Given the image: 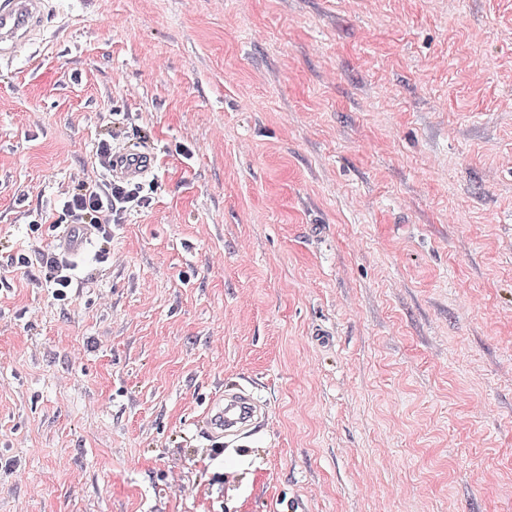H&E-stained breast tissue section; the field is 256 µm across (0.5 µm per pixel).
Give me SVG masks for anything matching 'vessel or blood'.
I'll list each match as a JSON object with an SVG mask.
<instances>
[{
	"instance_id": "1",
	"label": "vessel or blood",
	"mask_w": 512,
	"mask_h": 512,
	"mask_svg": "<svg viewBox=\"0 0 512 512\" xmlns=\"http://www.w3.org/2000/svg\"><path fill=\"white\" fill-rule=\"evenodd\" d=\"M43 8L44 0H0V59L12 57L31 44ZM151 165L150 154L127 149L113 158L110 171L115 179L134 180ZM93 235L90 225H67L58 239V247L70 255L80 254ZM261 415L260 405L244 387L231 386L226 388L223 399L203 414L198 429L212 439L237 441L251 431Z\"/></svg>"
}]
</instances>
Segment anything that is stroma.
Instances as JSON below:
<instances>
[{"mask_svg":"<svg viewBox=\"0 0 512 512\" xmlns=\"http://www.w3.org/2000/svg\"><path fill=\"white\" fill-rule=\"evenodd\" d=\"M104 144L148 202L58 301ZM295 505L512 512V0H47L0 61V512ZM152 165V157L137 149H128L112 158L110 171L112 178L134 180L143 175ZM44 268V276L45 279L52 284L53 296L56 300H65L67 297V290L70 288L72 284V278L69 275L62 274L63 270H70V268L65 267L63 265H58L56 261L46 262V266H41ZM261 416L257 401L244 387L236 385L225 389L224 399L203 414L197 428L212 439L239 441Z\"/></svg>","mask_w":512,"mask_h":512,"instance_id":"35a3bbf8","label":"stroma"}]
</instances>
